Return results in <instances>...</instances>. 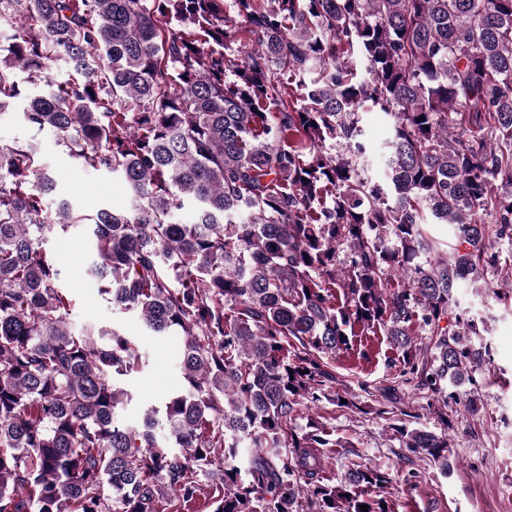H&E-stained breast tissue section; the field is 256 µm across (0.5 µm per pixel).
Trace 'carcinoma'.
I'll return each instance as SVG.
<instances>
[{
  "instance_id": "carcinoma-1",
  "label": "carcinoma",
  "mask_w": 512,
  "mask_h": 512,
  "mask_svg": "<svg viewBox=\"0 0 512 512\" xmlns=\"http://www.w3.org/2000/svg\"><path fill=\"white\" fill-rule=\"evenodd\" d=\"M0 30V112L31 133L0 148V512H158L206 476L213 512H391L376 468L321 478L345 444L297 406L341 404L326 356L380 329L401 382L445 405L466 382L476 407L487 351L455 291L512 240V0H0ZM367 109L393 121L383 183ZM44 132L130 209L56 200ZM78 227L105 300L184 339L185 388L143 430L118 417L138 345L71 327L43 248ZM378 415L448 471V433Z\"/></svg>"
}]
</instances>
